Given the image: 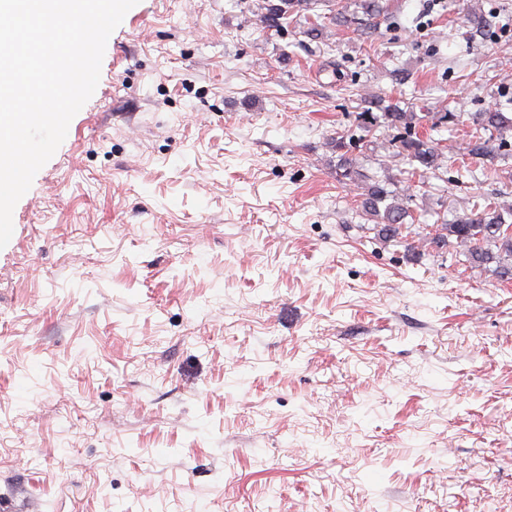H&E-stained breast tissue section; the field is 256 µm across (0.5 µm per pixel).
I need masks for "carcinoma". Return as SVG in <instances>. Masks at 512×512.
Segmentation results:
<instances>
[{
	"instance_id": "obj_1",
	"label": "carcinoma",
	"mask_w": 512,
	"mask_h": 512,
	"mask_svg": "<svg viewBox=\"0 0 512 512\" xmlns=\"http://www.w3.org/2000/svg\"><path fill=\"white\" fill-rule=\"evenodd\" d=\"M359 7L362 16L354 19V23L363 31H375L391 19V12L383 0H360ZM311 8L312 0H278L267 4L263 23L269 28H281L288 23V17ZM372 106L382 110V119L387 126L400 130L395 147L406 165L401 170L403 181L410 183L424 173L441 180L449 169L456 167L457 159L449 147L420 133L425 117L404 111L400 101L392 98H379L372 102ZM472 120L470 155L492 163L498 157L497 148L507 146L503 134L512 130V114L501 110L478 112ZM354 141V135L343 132L332 138L338 182L354 184L360 190L356 200L357 211L361 218L373 224L371 230L376 237L402 246L413 258L421 259L424 252L408 239L407 218L411 213L404 199L388 189L391 177L366 175L355 170L349 157ZM434 216V223L426 225L428 232L422 247L441 250L453 237L466 246L464 256L470 266L494 263L500 279L512 280V234L504 229L506 225L512 227V206L504 209L494 202L483 206L478 204L470 213L456 216L451 221L448 215L439 211Z\"/></svg>"
}]
</instances>
